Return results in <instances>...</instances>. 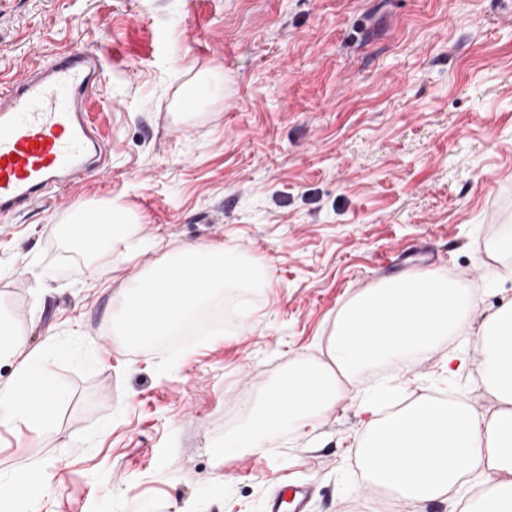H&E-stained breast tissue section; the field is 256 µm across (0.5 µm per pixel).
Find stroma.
Instances as JSON below:
<instances>
[{"mask_svg": "<svg viewBox=\"0 0 512 512\" xmlns=\"http://www.w3.org/2000/svg\"><path fill=\"white\" fill-rule=\"evenodd\" d=\"M63 50L99 56L88 95L108 148L97 173L0 217V315L61 394L50 429L0 424V474L38 471L15 512H268L285 484L308 512H388L365 495L346 394L302 433L224 452L226 430L287 375L321 359L342 307L410 272L512 302V11L503 0H0V78ZM214 96L171 115L193 70ZM135 213L122 270L60 239L74 207ZM258 261L268 284L230 330L160 351L102 342L120 290L185 246ZM454 341L364 371L434 393Z\"/></svg>", "mask_w": 512, "mask_h": 512, "instance_id": "obj_1", "label": "stroma"}]
</instances>
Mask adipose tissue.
Listing matches in <instances>:
<instances>
[{
    "instance_id": "1",
    "label": "adipose tissue",
    "mask_w": 512,
    "mask_h": 512,
    "mask_svg": "<svg viewBox=\"0 0 512 512\" xmlns=\"http://www.w3.org/2000/svg\"><path fill=\"white\" fill-rule=\"evenodd\" d=\"M92 213L111 220L106 237L127 236L138 219L117 201L73 209L70 234L90 254L98 242L81 237L79 226ZM475 302L453 282L414 273L383 284L350 301L326 340V360H297L287 378L248 411L242 424L225 435L228 448H260L275 431H296L312 416L329 414L342 395L343 381H359L366 369L422 357L442 341L470 327ZM482 363L476 388L491 397L494 411H483L452 395L409 397L398 410L380 415L377 399L393 386L358 390L370 419L354 446V459L366 486L390 492L396 512H419L429 501L451 502L453 512H512V304L485 317L478 328ZM15 365L0 381V421L52 426L59 395L43 383L41 355L23 353L0 317V361Z\"/></svg>"
}]
</instances>
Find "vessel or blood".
I'll list each match as a JSON object with an SVG mask.
<instances>
[{"label": "vessel or blood", "instance_id": "b4317fda", "mask_svg": "<svg viewBox=\"0 0 512 512\" xmlns=\"http://www.w3.org/2000/svg\"><path fill=\"white\" fill-rule=\"evenodd\" d=\"M97 77L91 57L72 50L22 63L0 85L1 215L22 213L98 169L104 148L85 106Z\"/></svg>", "mask_w": 512, "mask_h": 512}]
</instances>
